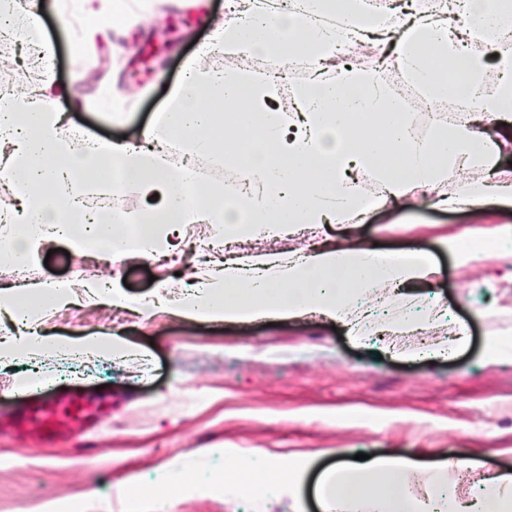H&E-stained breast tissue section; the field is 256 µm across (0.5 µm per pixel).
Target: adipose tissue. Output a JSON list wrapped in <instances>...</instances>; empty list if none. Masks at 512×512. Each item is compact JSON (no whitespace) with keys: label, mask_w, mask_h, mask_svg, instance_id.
Listing matches in <instances>:
<instances>
[{"label":"adipose tissue","mask_w":512,"mask_h":512,"mask_svg":"<svg viewBox=\"0 0 512 512\" xmlns=\"http://www.w3.org/2000/svg\"><path fill=\"white\" fill-rule=\"evenodd\" d=\"M91 31L116 30L133 13L127 0H77ZM337 17L341 26L330 25ZM512 0H451L449 9L380 11L368 0H298L294 10L276 11L268 0H226L223 21L210 43L225 52L315 61L310 80L292 91L295 110L268 106L275 83L250 68L201 69L188 61L164 107L133 141L73 139L63 133L65 104L52 84L0 99V182L18 207L0 227V266L36 262L49 241L65 244L75 256L97 255L112 263L128 258L171 257L179 227L214 228L225 244L266 233L279 235L311 225L365 221L374 210L410 199L473 217L487 206L512 205V179L501 167L512 155L502 139L512 125ZM344 40L384 51L394 49L400 77L426 99L451 105L454 116L418 135L414 120L392 95L381 74L338 61ZM484 52L467 49V42ZM496 67V81L486 78ZM182 162L173 165L172 151ZM224 164L231 185L200 186L195 163ZM456 179H449V172ZM372 176L373 196L359 189ZM116 199L129 189L141 196L161 194L164 202L143 210L88 209L89 188ZM510 228L481 237H453L445 248L460 262L494 254ZM437 273L429 252H401L345 236L314 243L294 254L262 252L212 264L176 294L131 303L118 281L68 279L0 290V309L13 321L32 325L41 313L106 305L151 318L155 307L197 322L246 323L318 315L347 326L360 341L378 333L404 336L421 320L399 315L378 322L361 301L390 296L392 304L415 302L414 286ZM118 335L70 339L21 333L0 345V363L35 352L67 355L82 351L122 354ZM427 471L410 459L374 456L347 466L336 464L319 481L322 500L350 503L359 512H435L434 500L411 492L413 479ZM292 462L262 463L248 473L231 464L224 481L262 491L298 480ZM512 475L489 477L476 499L452 497L450 512H501Z\"/></svg>","instance_id":"ef3b65f1"}]
</instances>
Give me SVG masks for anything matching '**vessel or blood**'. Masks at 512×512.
I'll use <instances>...</instances> for the list:
<instances>
[{"label": "vessel or blood", "mask_w": 512, "mask_h": 512, "mask_svg": "<svg viewBox=\"0 0 512 512\" xmlns=\"http://www.w3.org/2000/svg\"><path fill=\"white\" fill-rule=\"evenodd\" d=\"M102 427L99 407L85 394L69 391L61 397L39 400L13 430L17 436L40 442L81 437L93 439Z\"/></svg>", "instance_id": "vessel-or-blood-1"}]
</instances>
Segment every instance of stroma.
Returning <instances> with one entry per match:
<instances>
[{
    "label": "stroma",
    "instance_id": "obj_1",
    "mask_svg": "<svg viewBox=\"0 0 512 512\" xmlns=\"http://www.w3.org/2000/svg\"><path fill=\"white\" fill-rule=\"evenodd\" d=\"M225 0H156L117 31L96 34L84 56L68 44L78 29L66 25L57 0H43V20L54 45L56 91L73 98L67 128L94 137L136 138L163 106L167 86L179 81L184 61L197 56L212 22L224 17ZM359 61L378 68L427 135L437 111L398 79L375 54ZM38 49L11 36L0 39V93L40 85ZM126 98L123 124L107 119L113 92ZM512 226V205H492L472 217L404 202L370 214L355 229L358 239L396 249L416 243L439 267L424 294L447 316L437 335L458 324L468 328L466 348L452 356L407 362L374 338L356 343L344 326L313 317L273 325L201 324L156 312L148 321L111 314L101 306L75 307L49 318L43 332L85 338L121 334L140 354L109 373L50 377L40 396L72 388L104 386L112 396L110 424L93 446L79 439L21 444L0 435V512H29L33 492L56 496L62 512H337L322 509L314 495L319 472L336 461L353 464L358 453L413 457L422 467L474 462L473 480L512 468V357L488 362L492 341L512 342V256L481 255L462 263L441 244L472 227ZM191 264L131 258L98 266L64 253L48 263L0 268V284L12 286L54 277L81 281L105 273L126 280L132 299L175 282ZM340 456H332V449ZM292 458L304 466L301 481L257 497L224 483L225 462L247 471L259 459ZM192 469L203 491L182 484L166 502L120 496L117 485L137 476L146 488L165 484L171 468ZM195 482V483H196Z\"/></svg>",
    "mask_w": 512,
    "mask_h": 512
}]
</instances>
